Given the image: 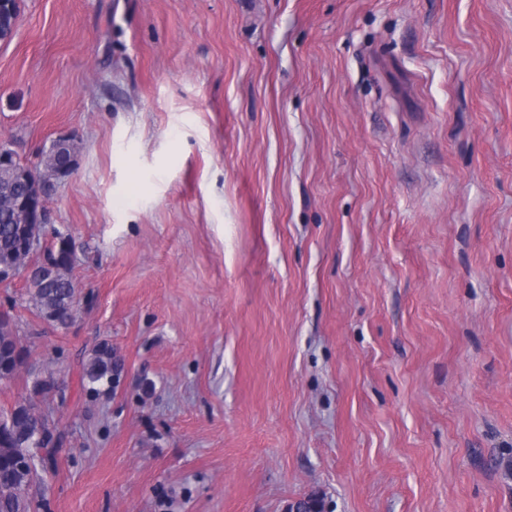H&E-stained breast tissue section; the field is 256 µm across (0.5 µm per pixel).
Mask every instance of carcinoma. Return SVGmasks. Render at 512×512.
<instances>
[{"instance_id":"1","label":"carcinoma","mask_w":512,"mask_h":512,"mask_svg":"<svg viewBox=\"0 0 512 512\" xmlns=\"http://www.w3.org/2000/svg\"><path fill=\"white\" fill-rule=\"evenodd\" d=\"M25 171L21 166L0 173V265L15 264L20 258L17 243L25 238L41 242L45 226L23 224L16 212L15 202L22 195ZM75 296L72 268L63 263L52 286L46 287L38 279L31 281V301L37 313L52 318L55 325L67 326L75 311ZM29 355L27 347L17 336L16 324L7 312H0V381H9L18 374L17 359ZM123 369L122 360L109 344L95 348L82 365L81 385L90 394H100L102 387L112 388ZM55 390L54 382L37 380L32 393L23 397L13 408L3 414L4 426L9 428L10 437L0 439V512H31L32 502L26 496V489L38 475L37 467L27 471L17 469L14 458L27 453L33 455V463H40L43 469L46 458L57 453L53 437L42 442L43 454L36 455V448L30 446L35 431L48 430V416L32 413L38 397Z\"/></svg>"}]
</instances>
